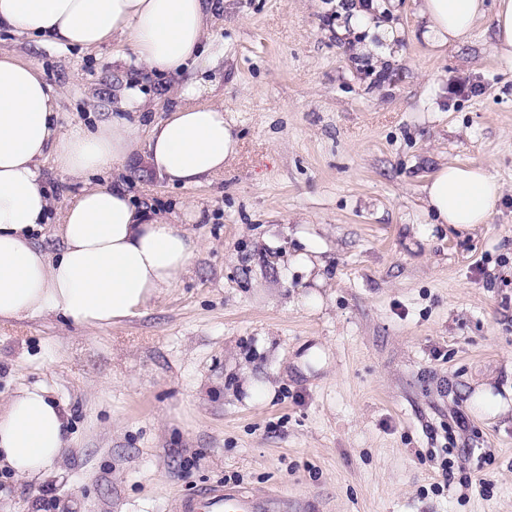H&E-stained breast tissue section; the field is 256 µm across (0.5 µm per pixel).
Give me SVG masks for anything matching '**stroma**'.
<instances>
[{
	"label": "stroma",
	"instance_id": "35a3bbf8",
	"mask_svg": "<svg viewBox=\"0 0 512 512\" xmlns=\"http://www.w3.org/2000/svg\"><path fill=\"white\" fill-rule=\"evenodd\" d=\"M223 2L224 64L208 78L237 157L192 188L139 154L121 176L160 214L200 205V249L140 317L0 324V399L38 385L68 413L61 471L1 470L0 512H170L216 482L315 512H512V418L475 399L512 382V66L493 54L491 16L439 53L417 0H377L404 31L391 45L362 26L338 36L348 0ZM368 44L390 59L373 64ZM121 49L0 31V53L58 93L65 126L93 122L130 81L150 102L140 122L168 115L173 78L113 66ZM449 161L487 166L503 188L465 236L421 201ZM314 241L318 267L296 264ZM449 452L458 467L437 494Z\"/></svg>",
	"mask_w": 512,
	"mask_h": 512
}]
</instances>
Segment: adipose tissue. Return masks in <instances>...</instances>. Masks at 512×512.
Returning a JSON list of instances; mask_svg holds the SVG:
<instances>
[{"label":"adipose tissue","mask_w":512,"mask_h":512,"mask_svg":"<svg viewBox=\"0 0 512 512\" xmlns=\"http://www.w3.org/2000/svg\"><path fill=\"white\" fill-rule=\"evenodd\" d=\"M213 0H0V29L59 47L96 49L119 42L113 64L179 77L177 104L148 134L126 114L140 110L139 85L125 87L120 113L93 125L62 127L56 95L37 67L0 56V322L60 315L86 327L145 314L186 274L199 249L188 226L135 204L123 182L93 186L90 175L121 172L144 152L170 185H201L223 174L240 140L221 105L208 102V70L223 51L207 52ZM421 36L432 49L466 43L485 15L484 0H419ZM77 181L57 222L62 248L50 255L35 239L49 219L43 160ZM502 186L482 165L443 164L423 185L435 223L466 235L488 223ZM68 418L45 389H18L0 402V468L41 482L60 471Z\"/></svg>","instance_id":"ef3b65f1"}]
</instances>
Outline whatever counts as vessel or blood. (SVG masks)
Here are the masks:
<instances>
[{"label": "vessel or blood", "instance_id": "b4317fda", "mask_svg": "<svg viewBox=\"0 0 512 512\" xmlns=\"http://www.w3.org/2000/svg\"><path fill=\"white\" fill-rule=\"evenodd\" d=\"M310 506L300 499L283 495L259 494L235 487L215 484L197 494L181 498L173 512H309Z\"/></svg>", "mask_w": 512, "mask_h": 512}]
</instances>
